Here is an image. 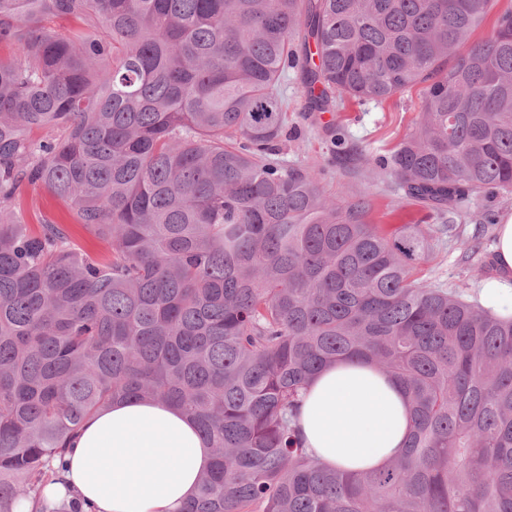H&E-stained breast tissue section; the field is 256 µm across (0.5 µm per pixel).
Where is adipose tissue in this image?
Segmentation results:
<instances>
[{
    "instance_id": "ef3b65f1",
    "label": "adipose tissue",
    "mask_w": 512,
    "mask_h": 512,
    "mask_svg": "<svg viewBox=\"0 0 512 512\" xmlns=\"http://www.w3.org/2000/svg\"><path fill=\"white\" fill-rule=\"evenodd\" d=\"M497 274L479 298L512 316V215L497 227ZM295 427L322 465L347 473L386 465L405 449L410 431L403 386L375 363L341 360L317 373ZM212 452L195 423L174 406L121 400L82 425L68 454L64 483L46 486L47 505L76 496L95 512H180L208 469Z\"/></svg>"
}]
</instances>
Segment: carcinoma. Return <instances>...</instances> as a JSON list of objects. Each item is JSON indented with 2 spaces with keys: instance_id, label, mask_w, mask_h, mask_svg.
<instances>
[{
  "instance_id": "carcinoma-1",
  "label": "carcinoma",
  "mask_w": 512,
  "mask_h": 512,
  "mask_svg": "<svg viewBox=\"0 0 512 512\" xmlns=\"http://www.w3.org/2000/svg\"><path fill=\"white\" fill-rule=\"evenodd\" d=\"M493 0H0V512H47L91 414L173 403L212 448L181 512H512V318L413 278L436 249L271 159L307 111L423 85L388 165L453 209L512 192V8ZM75 26L62 34L56 19ZM111 245L25 221L27 186ZM371 360L409 394L405 453L346 474L298 446L309 380Z\"/></svg>"
}]
</instances>
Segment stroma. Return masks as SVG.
Segmentation results:
<instances>
[{"mask_svg":"<svg viewBox=\"0 0 512 512\" xmlns=\"http://www.w3.org/2000/svg\"><path fill=\"white\" fill-rule=\"evenodd\" d=\"M288 99V132L276 161L322 173V186L337 203L367 195L372 209L368 223L393 233L406 224H430L442 235L434 259L423 265L418 278L452 289L466 286L469 299L479 297L483 282L492 278L496 229L502 216L512 214V194H499L472 202L470 213L452 214L429 208L409 197L399 181L379 165L381 158L393 153L412 131L419 115L422 89L414 87L384 101L337 102L328 122L307 112L300 80L289 76L284 86ZM29 224L49 220L63 225L75 243L85 252L99 257L111 250L108 242L80 224L72 202L54 196L44 188L27 189L22 196ZM476 211L488 213L490 223L473 219ZM480 241L481 269L468 262L473 241Z\"/></svg>","mask_w":512,"mask_h":512,"instance_id":"35a3bbf8","label":"stroma"}]
</instances>
